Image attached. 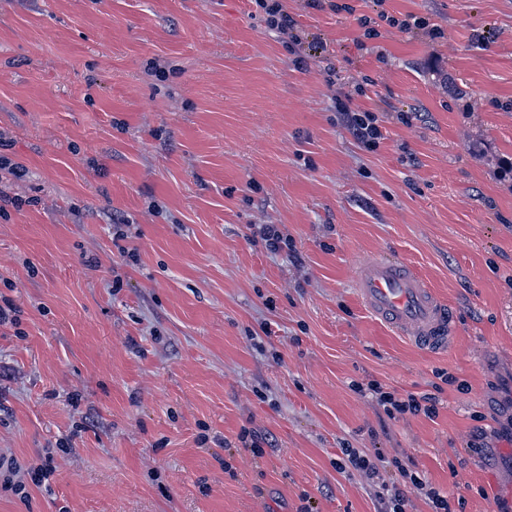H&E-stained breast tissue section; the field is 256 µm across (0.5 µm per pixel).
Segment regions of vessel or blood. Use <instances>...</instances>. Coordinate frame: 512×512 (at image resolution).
<instances>
[{
  "label": "vessel or blood",
  "mask_w": 512,
  "mask_h": 512,
  "mask_svg": "<svg viewBox=\"0 0 512 512\" xmlns=\"http://www.w3.org/2000/svg\"><path fill=\"white\" fill-rule=\"evenodd\" d=\"M355 288L367 310L397 335L428 351L452 345L455 327L449 306L413 266L396 258L371 257L359 265Z\"/></svg>",
  "instance_id": "1"
}]
</instances>
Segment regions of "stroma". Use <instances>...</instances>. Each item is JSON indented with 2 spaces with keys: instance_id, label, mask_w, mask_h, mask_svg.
Returning a JSON list of instances; mask_svg holds the SVG:
<instances>
[{
  "instance_id": "stroma-1",
  "label": "stroma",
  "mask_w": 512,
  "mask_h": 512,
  "mask_svg": "<svg viewBox=\"0 0 512 512\" xmlns=\"http://www.w3.org/2000/svg\"><path fill=\"white\" fill-rule=\"evenodd\" d=\"M333 2L283 0L292 46L254 0H0V156L23 168L0 175L23 201L0 218V452L58 465L0 512H381L346 448L512 512V0ZM381 9L444 36L364 38ZM355 83L372 152L336 110ZM375 254L448 303V351L365 308ZM371 380L436 416L390 418ZM262 225L264 226L259 228V235L271 253L286 252L288 255L295 257L292 240L288 239V235H284L276 224Z\"/></svg>"
}]
</instances>
